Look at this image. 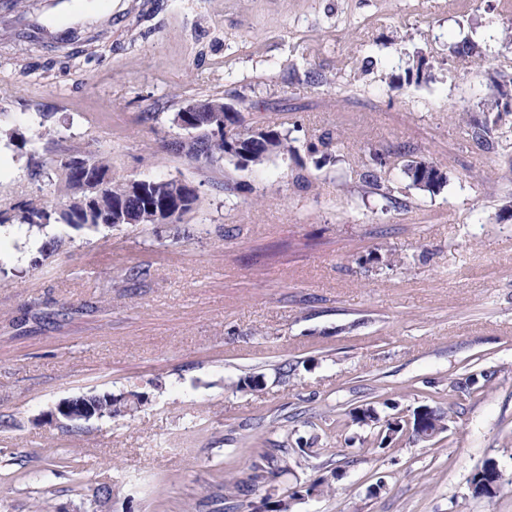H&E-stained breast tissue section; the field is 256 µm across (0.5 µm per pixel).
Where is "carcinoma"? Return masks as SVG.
Here are the masks:
<instances>
[{"mask_svg":"<svg viewBox=\"0 0 512 512\" xmlns=\"http://www.w3.org/2000/svg\"><path fill=\"white\" fill-rule=\"evenodd\" d=\"M451 53L456 57H461L474 68L475 72L481 69L489 61V51L483 43L474 40L470 36H465L450 46ZM511 82L504 81L497 85V91L490 94L480 102L482 118L478 119L471 115V112L454 105L448 107L452 112L458 128L465 134L471 136L477 144L488 146L492 144L491 134L497 130L503 116L512 113L509 104L512 103V95L509 94L507 87ZM222 104L220 100H210L201 103L202 111L192 113V116L198 127L196 131L199 135L189 141H180L176 143L177 150H182L195 157H202L206 162L213 164L224 160V153L227 151L226 134H224L225 112L218 111V106ZM268 143L270 147H260L255 149L248 163L251 166H262L268 163L272 158L296 154V147L289 133L282 132L272 126H267ZM82 155V152L76 148H70L61 158L50 161L49 170L53 171L56 177L55 185L57 192L62 199L63 208L58 209L48 201L35 200L25 204L18 212L14 214H4L0 212V226L4 224L16 225L20 228H26V232L40 233L49 226L65 225L76 231L97 232L102 227V222H107L108 227H114L110 219L117 216L116 208L124 209L123 222L127 225L143 224L142 219L144 200L138 195L129 191L128 180L122 176H114L108 182L105 190L95 201V207L84 210L81 198L84 193L79 191L78 171L74 170L71 161ZM424 165H434V162L420 158L410 159L399 168L400 175L393 174V168L386 162H379V166L367 169L360 174V180L365 185L379 191V195L384 199L391 198L395 190V184L399 177L409 180L410 185L418 187L421 180L418 177L420 167ZM150 203L156 204L169 200L173 202V208L170 210L167 218L169 223L174 225V236L187 237L189 230L181 225L179 221L182 216L191 212L197 198L182 193V188L178 187L171 179L153 178L148 180ZM84 397L99 403L105 417L117 416L121 413L133 415L146 402L143 395L136 393V400H117L110 401L108 394L90 392L84 394ZM352 423L358 425H367L371 422L380 423L379 434L381 435L380 444L389 445L399 440L405 433L408 423L401 421L398 426H393L392 421L386 419L379 422L377 413H367L361 410V407H355L348 412ZM288 440L280 442L277 448H268L259 456V459L251 464L252 474L249 481H238L234 478L224 480V499L235 501L234 508L240 512H249L252 502L248 501V496L253 491V487L259 484H268L275 477L288 470V461L286 460V448ZM481 467H476L471 473L470 491L475 497L493 499L497 497L505 487L512 486V479L501 478L495 488L490 489L480 481Z\"/></svg>","mask_w":512,"mask_h":512,"instance_id":"carcinoma-1","label":"carcinoma"}]
</instances>
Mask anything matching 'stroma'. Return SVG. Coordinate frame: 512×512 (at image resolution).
Masks as SVG:
<instances>
[{
	"mask_svg": "<svg viewBox=\"0 0 512 512\" xmlns=\"http://www.w3.org/2000/svg\"><path fill=\"white\" fill-rule=\"evenodd\" d=\"M12 2L0 211L57 201L31 169L73 144L199 200L177 243L167 224L121 225L53 251L0 227V512H217L225 474L247 479L277 426L289 470L272 485L310 492L291 512H512V491L468 483L488 459L512 477V134L479 146L448 110L478 112L512 77L502 0H84L65 19L92 36L76 52L19 25L56 34L51 0ZM465 33L491 48L481 72L449 52ZM422 57L431 80L402 83ZM217 98L245 127L283 125L296 154L240 170L175 150L177 112ZM406 150L442 167L440 193L387 201L359 181ZM253 373L264 388L237 389ZM92 390L148 402L72 430L49 420ZM366 403L383 419L437 405L448 428L383 448L347 417ZM491 462H493V459L486 460L481 464V467H476L471 473V479L468 480V482L471 484V486L469 485V488L474 497H482L492 500L497 497V494H499L506 486H512V479H507L504 475L501 477L499 483L495 485L494 489L487 488L482 484L479 478L480 470Z\"/></svg>",
	"mask_w": 512,
	"mask_h": 512,
	"instance_id": "35a3bbf8",
	"label": "stroma"
}]
</instances>
